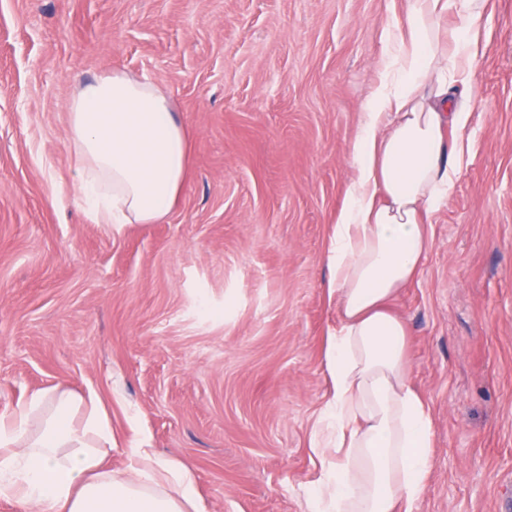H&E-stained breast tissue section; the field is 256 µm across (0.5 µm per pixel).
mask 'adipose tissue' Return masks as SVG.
Returning <instances> with one entry per match:
<instances>
[{
  "label": "adipose tissue",
  "instance_id": "obj_1",
  "mask_svg": "<svg viewBox=\"0 0 512 512\" xmlns=\"http://www.w3.org/2000/svg\"><path fill=\"white\" fill-rule=\"evenodd\" d=\"M483 7L413 0L353 139L357 173L325 255L336 328L325 350L331 392L311 438L321 472L308 512H413L423 493L433 420L409 380L406 324L388 304L429 252L425 220L462 161L471 114L453 86L470 75ZM447 14L458 20L449 46L438 30ZM68 132L89 221L119 231L166 216L185 181L188 137L160 87L119 70L78 83ZM111 444L95 395L34 392L0 418V496L28 512H207L184 464L140 445L115 473L103 464Z\"/></svg>",
  "mask_w": 512,
  "mask_h": 512
}]
</instances>
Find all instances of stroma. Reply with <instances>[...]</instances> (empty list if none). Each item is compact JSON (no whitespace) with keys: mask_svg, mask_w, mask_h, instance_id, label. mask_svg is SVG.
Returning a JSON list of instances; mask_svg holds the SVG:
<instances>
[{"mask_svg":"<svg viewBox=\"0 0 512 512\" xmlns=\"http://www.w3.org/2000/svg\"><path fill=\"white\" fill-rule=\"evenodd\" d=\"M411 0H0V416L93 393L124 472L187 465L208 512H306L330 390L325 252L351 144ZM470 149L389 309L428 401L414 512H512V0H486ZM170 94L189 170L157 224L88 223L75 76Z\"/></svg>","mask_w":512,"mask_h":512,"instance_id":"1","label":"stroma"}]
</instances>
